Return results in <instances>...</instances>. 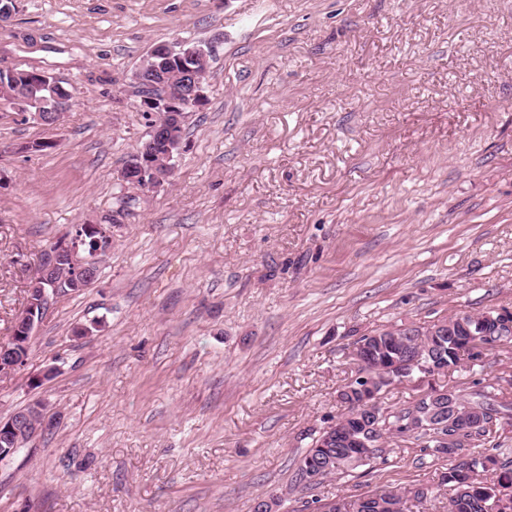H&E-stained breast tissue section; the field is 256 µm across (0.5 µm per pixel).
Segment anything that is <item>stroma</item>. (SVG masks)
Wrapping results in <instances>:
<instances>
[{
  "instance_id": "35a3bbf8",
  "label": "stroma",
  "mask_w": 512,
  "mask_h": 512,
  "mask_svg": "<svg viewBox=\"0 0 512 512\" xmlns=\"http://www.w3.org/2000/svg\"><path fill=\"white\" fill-rule=\"evenodd\" d=\"M179 41L214 49L207 102L168 181L122 186L149 131L128 83ZM16 67L76 104L50 127L0 109V343L45 249L79 224L112 246L0 379V418L56 419L0 461V512H306L437 484L443 462L395 443L311 491L294 475L360 336L512 311V0H15ZM510 375L506 345L437 384Z\"/></svg>"
}]
</instances>
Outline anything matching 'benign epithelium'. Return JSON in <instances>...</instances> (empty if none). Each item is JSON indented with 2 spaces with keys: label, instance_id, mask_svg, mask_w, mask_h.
<instances>
[{
  "label": "benign epithelium",
  "instance_id": "benign-epithelium-1",
  "mask_svg": "<svg viewBox=\"0 0 512 512\" xmlns=\"http://www.w3.org/2000/svg\"><path fill=\"white\" fill-rule=\"evenodd\" d=\"M211 49L204 44L189 42L159 43L154 45L146 58L132 75L129 92L137 99V107L145 113L150 127V139L120 170L118 180L125 186L149 189L163 184L173 170V160L179 154L181 143L175 144L165 154V168L151 161L159 142L175 139L174 128L180 125L188 112L202 108L207 100L203 71L207 69ZM32 80L38 84L58 88L52 95L51 108L47 112H34L32 116L40 122L53 126L61 116L75 106L72 96L65 94L62 81L52 73L36 71ZM112 238V230L101 224H83L75 233L66 237L54 250L47 249L41 255L37 272L33 275L32 298L27 313L15 324L8 342L0 344V377H6L25 364L30 342L42 320L49 294L60 289L55 280L58 268L71 271V288H81L90 277L93 257L101 253L102 239ZM90 254H84V251ZM42 403L37 401L24 410L0 419V457H10L18 452L11 445L12 435L24 431L34 435L50 430L54 420L45 415L38 416Z\"/></svg>",
  "mask_w": 512,
  "mask_h": 512
}]
</instances>
